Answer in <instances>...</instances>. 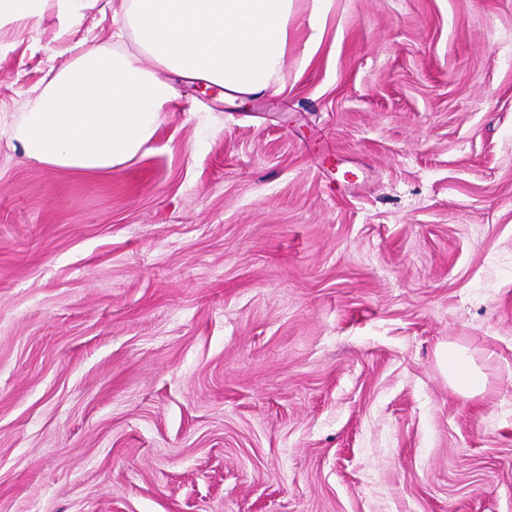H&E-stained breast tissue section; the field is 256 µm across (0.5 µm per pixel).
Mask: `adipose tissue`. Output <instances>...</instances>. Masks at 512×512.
I'll use <instances>...</instances> for the list:
<instances>
[{"instance_id": "obj_1", "label": "adipose tissue", "mask_w": 512, "mask_h": 512, "mask_svg": "<svg viewBox=\"0 0 512 512\" xmlns=\"http://www.w3.org/2000/svg\"><path fill=\"white\" fill-rule=\"evenodd\" d=\"M53 4L62 25L75 23L85 0H0V23L41 17ZM297 0H126L141 47L172 73L261 95L285 64ZM175 87L121 53L89 48L57 73L15 129L28 159L75 170H101L133 159L154 137ZM443 364L452 390L482 394L483 374L449 346Z\"/></svg>"}]
</instances>
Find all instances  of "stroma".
Returning <instances> with one entry per match:
<instances>
[{
    "instance_id": "1",
    "label": "stroma",
    "mask_w": 512,
    "mask_h": 512,
    "mask_svg": "<svg viewBox=\"0 0 512 512\" xmlns=\"http://www.w3.org/2000/svg\"><path fill=\"white\" fill-rule=\"evenodd\" d=\"M124 12L0 26V512H512V0H334L264 95L26 158L84 50L157 70ZM443 364L448 375V384L455 393L463 398H471L484 392L486 380L483 374L461 348L448 345L443 354Z\"/></svg>"
}]
</instances>
